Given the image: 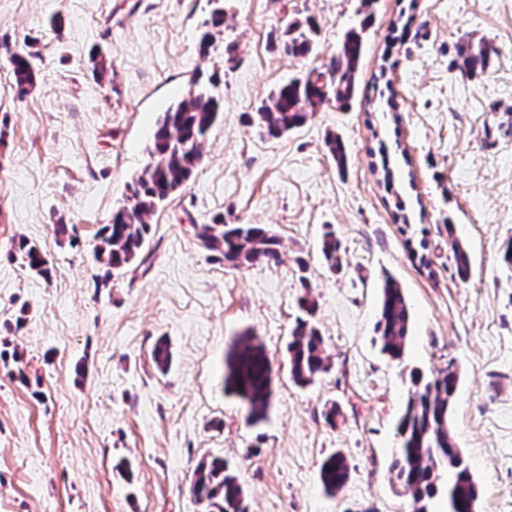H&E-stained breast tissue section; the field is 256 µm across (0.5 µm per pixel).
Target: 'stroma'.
Listing matches in <instances>:
<instances>
[{"mask_svg": "<svg viewBox=\"0 0 512 512\" xmlns=\"http://www.w3.org/2000/svg\"><path fill=\"white\" fill-rule=\"evenodd\" d=\"M218 6L224 24L204 54ZM361 11V0H0V512H206L190 484L209 456L234 465L248 512H411L390 472L409 371L451 362V431L483 489L477 512H512V0H375L356 96L261 135L253 113L279 84L326 71ZM306 18L315 50L289 57L279 32ZM478 42L493 50L488 68L453 70L458 48ZM16 52L35 70L24 93ZM197 74L224 100L201 161L153 217L140 257L107 272L93 258L100 230L149 163L162 111ZM216 217L269 227L280 263L225 264L195 230ZM329 230L336 270L321 254ZM21 238L46 255L51 279L13 258ZM387 275L413 316L400 363L375 342ZM306 294L330 368L302 387L287 345ZM245 333L273 367L256 425L224 387ZM161 339L164 371L152 359ZM328 403L340 410L332 424ZM336 452L350 478L330 495L319 470Z\"/></svg>", "mask_w": 512, "mask_h": 512, "instance_id": "obj_1", "label": "stroma"}]
</instances>
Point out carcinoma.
Segmentation results:
<instances>
[{"label":"carcinoma","mask_w":512,"mask_h":512,"mask_svg":"<svg viewBox=\"0 0 512 512\" xmlns=\"http://www.w3.org/2000/svg\"><path fill=\"white\" fill-rule=\"evenodd\" d=\"M317 34L311 20L291 21L282 32L284 52L306 58ZM361 33L349 32L331 61L329 79L323 74L293 79L277 87L256 112L262 133L277 138L306 123L314 108L332 97L344 105L356 94V76L363 55ZM489 53L483 43L458 53L455 67L465 75L484 70ZM16 84L24 91L33 84L35 73L28 56H12ZM222 103L194 79L181 100L171 104L159 117L149 148L150 163L133 179L127 203L112 214L102 228L96 261L107 270L121 269L135 261L149 234L152 217L192 176L201 160V143L215 124ZM326 147L338 166L345 163V146L334 134L327 135ZM197 237L203 246L233 267L254 263L278 264L280 240L260 224H226L213 220L198 224ZM21 265L43 278L51 269L41 250L25 239L14 247ZM321 252L334 269L341 263V246L335 233L324 235ZM411 324V311L398 283L384 281L375 332L381 351L392 361L402 360ZM156 367L165 371L171 364L168 345L159 341L153 348ZM288 362L295 382L307 386L327 372L328 357L318 331L306 320L296 323L288 343ZM273 369L261 344L248 337L235 342L225 362V387L248 406V421L266 418L272 395ZM408 400L397 427L399 443L392 454L390 472L410 496L415 512H433L432 505L446 499L448 512H473L481 489L451 433L450 414L460 384V372L453 363L427 376L413 371ZM350 470L343 454L327 457L320 468V481L329 494L347 484ZM191 492L210 512H247L246 497L238 477L221 457L204 459L194 470Z\"/></svg>","instance_id":"carcinoma-1"}]
</instances>
